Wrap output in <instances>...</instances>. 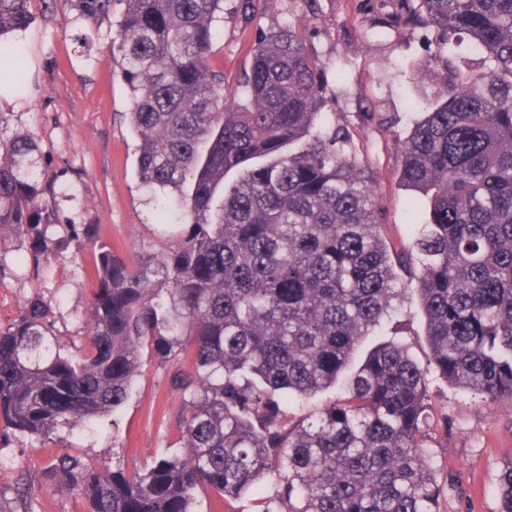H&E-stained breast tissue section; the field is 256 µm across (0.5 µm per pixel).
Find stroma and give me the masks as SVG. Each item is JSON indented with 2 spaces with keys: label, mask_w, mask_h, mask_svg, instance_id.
Returning a JSON list of instances; mask_svg holds the SVG:
<instances>
[{
  "label": "stroma",
  "mask_w": 512,
  "mask_h": 512,
  "mask_svg": "<svg viewBox=\"0 0 512 512\" xmlns=\"http://www.w3.org/2000/svg\"><path fill=\"white\" fill-rule=\"evenodd\" d=\"M36 21L20 43L29 61L27 101L0 108V141L28 137L42 151L41 166L54 191L46 202L57 222L90 228L96 241L112 245L129 258L161 252L177 241L181 224L163 223L162 197L138 177L136 146L127 112L128 91L112 59L116 30L109 24L89 27L65 18L61 5L35 0ZM307 30L309 47L327 62L325 95L336 119L354 135L358 155L375 172L383 205L382 235L393 251L414 241L423 213L413 211L411 194L400 186L397 145L418 113L411 106L416 91L409 76L429 51L432 33L420 26L381 31L370 0H261L246 14L239 0H224L212 62L232 86L247 68L258 39L287 22ZM347 71L336 79L337 66ZM389 113L391 123L362 128L368 103ZM23 248L13 236L0 237V324L14 319L26 298L41 295L50 304L62 351L69 352L86 329L85 314L94 281L85 269L92 249L68 247L49 279L36 278L17 264ZM382 339L408 343L419 361L428 358L424 321L416 301L387 320ZM170 366L145 357L128 403L116 416L97 419L42 444L0 439V493L13 498L20 471L35 479L32 499L43 512H85L76 496L53 491L42 481L56 455L72 449L104 463L122 461L135 470L159 450L175 446L178 431L172 408L180 398ZM428 413L434 466L441 492L439 512H498L499 479L512 464V401L488 404L473 394L429 378Z\"/></svg>",
  "instance_id": "obj_1"
}]
</instances>
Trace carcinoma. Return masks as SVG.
I'll use <instances>...</instances> for the list:
<instances>
[{"label":"carcinoma","mask_w":512,"mask_h":512,"mask_svg":"<svg viewBox=\"0 0 512 512\" xmlns=\"http://www.w3.org/2000/svg\"><path fill=\"white\" fill-rule=\"evenodd\" d=\"M34 0H0V63L28 92L6 37L36 21ZM378 23L443 36L411 80L429 104L400 140L398 179L428 219L392 259L377 180L349 129L328 123L325 62L292 22L263 35L237 86L211 56L224 0H64L112 23L141 181L183 211L180 241L148 259L95 246L87 331L57 348L50 307L23 304L0 328V437L44 441L120 411L145 349L173 367L182 450L126 473L77 450L48 483L88 512H195L212 489L231 504L265 484L262 512H437L427 451V376L491 404L512 401V0H393ZM40 149L0 144V235L29 245L34 271L62 258L48 234ZM237 178L224 184L225 176ZM414 291L429 364L388 341L360 346ZM329 405L296 422L318 394ZM21 475L12 507L32 512ZM499 512H512V464Z\"/></svg>","instance_id":"cac0c4a2"}]
</instances>
